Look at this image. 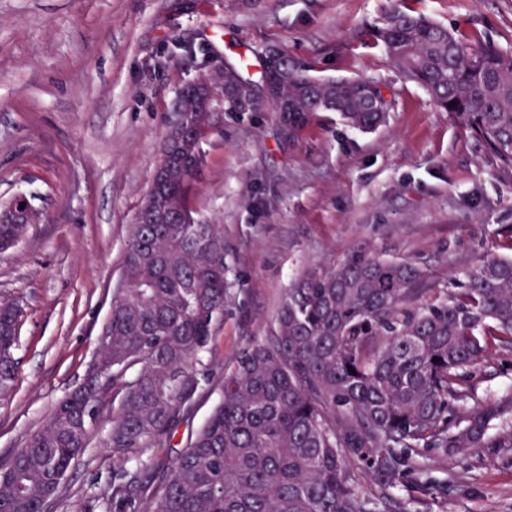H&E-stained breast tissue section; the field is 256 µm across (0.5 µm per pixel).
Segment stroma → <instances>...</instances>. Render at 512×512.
Masks as SVG:
<instances>
[{
  "label": "stroma",
  "mask_w": 512,
  "mask_h": 512,
  "mask_svg": "<svg viewBox=\"0 0 512 512\" xmlns=\"http://www.w3.org/2000/svg\"><path fill=\"white\" fill-rule=\"evenodd\" d=\"M396 6L512 52V0H0V201L23 194L40 213L0 252V298L22 311L0 459L82 383L177 95L225 59L276 53L318 78L375 80L388 119L360 132L324 112L289 138L279 113L216 102L190 203L223 227L224 320L194 364L189 410L128 472L176 460L218 403L225 368L272 334L307 270L364 249L414 262L443 288L481 257L512 254V166L390 66L373 31ZM470 386L480 405L512 394V351L491 346ZM118 413L105 399L52 512H104ZM425 463L421 482L447 494L401 486L394 512H512V448L432 451Z\"/></svg>",
  "instance_id": "1"
}]
</instances>
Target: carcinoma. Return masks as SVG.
Returning <instances> with one entry per match:
<instances>
[{
  "label": "carcinoma",
  "instance_id": "carcinoma-1",
  "mask_svg": "<svg viewBox=\"0 0 512 512\" xmlns=\"http://www.w3.org/2000/svg\"><path fill=\"white\" fill-rule=\"evenodd\" d=\"M402 77L462 117L485 149L512 165V54L477 48L421 15L395 9L374 32ZM227 73L269 105L288 131L335 112L368 132L387 119L378 83L321 79L269 59L259 80L245 61ZM189 145L161 152L152 188L160 214L140 207L130 225L120 280L87 380L0 466V512H42L88 445L107 393L119 398L110 431L122 466L145 439L167 434L197 389L191 371L224 317L227 267L219 224H202L188 202L203 158L197 145L211 103L196 86L180 94ZM28 225L6 217L0 247ZM17 306L0 300V388L15 380ZM512 350V257L489 256L464 285L436 288L406 260L359 249L298 278L278 309L275 331L246 345L224 370L222 398L171 466L157 464L112 486L114 512H387L391 490L422 471L426 452L464 456L511 448L491 444L490 422L512 416V396L456 418L469 379L491 345ZM353 371H348V368ZM378 493L361 498L355 472Z\"/></svg>",
  "mask_w": 512,
  "mask_h": 512
}]
</instances>
